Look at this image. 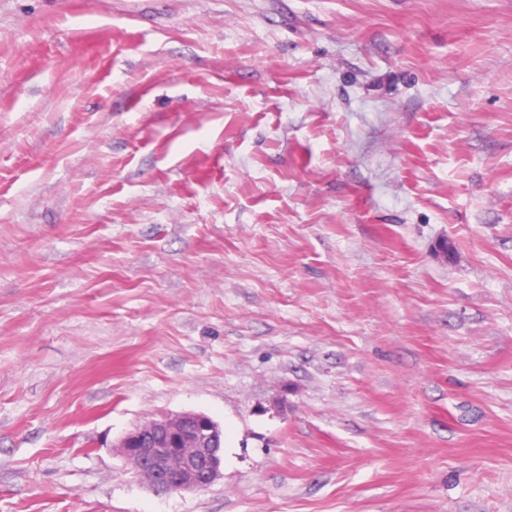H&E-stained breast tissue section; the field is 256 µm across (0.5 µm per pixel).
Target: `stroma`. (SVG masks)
I'll list each match as a JSON object with an SVG mask.
<instances>
[{
	"label": "stroma",
	"mask_w": 512,
	"mask_h": 512,
	"mask_svg": "<svg viewBox=\"0 0 512 512\" xmlns=\"http://www.w3.org/2000/svg\"><path fill=\"white\" fill-rule=\"evenodd\" d=\"M0 512H512V0H0ZM114 447L158 496L204 490L222 476L224 432L202 413H168L146 420Z\"/></svg>",
	"instance_id": "1"
}]
</instances>
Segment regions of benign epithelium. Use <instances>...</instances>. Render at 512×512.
I'll use <instances>...</instances> for the list:
<instances>
[{"instance_id": "7a95c632", "label": "benign epithelium", "mask_w": 512, "mask_h": 512, "mask_svg": "<svg viewBox=\"0 0 512 512\" xmlns=\"http://www.w3.org/2000/svg\"><path fill=\"white\" fill-rule=\"evenodd\" d=\"M120 455L156 495L200 491L221 478L224 432L196 412L168 413L137 425L116 444Z\"/></svg>"}]
</instances>
